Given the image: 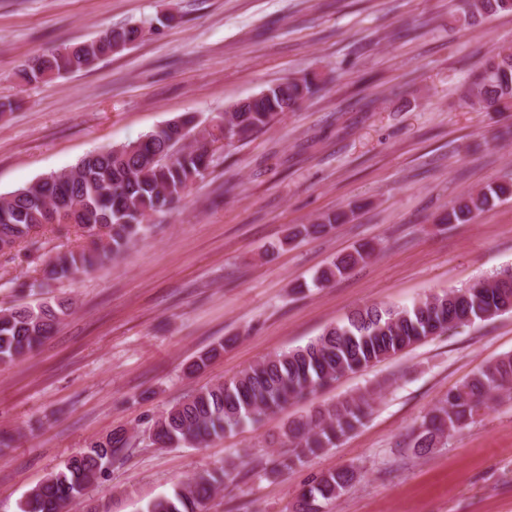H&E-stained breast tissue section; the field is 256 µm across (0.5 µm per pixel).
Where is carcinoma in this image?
<instances>
[{"label":"carcinoma","mask_w":512,"mask_h":512,"mask_svg":"<svg viewBox=\"0 0 512 512\" xmlns=\"http://www.w3.org/2000/svg\"><path fill=\"white\" fill-rule=\"evenodd\" d=\"M464 18L512 13V0H460ZM175 20L161 14L109 29L73 46L57 47L34 58L18 73L26 86H37L65 74L86 70L105 57L120 54L126 43H137ZM316 78L291 77L264 88L252 98L231 105L215 116L200 133L195 116L185 114L166 122L136 141L92 151L61 173L42 177L0 196V256L19 247L36 253L40 237L51 222L73 225L88 244L59 251L42 260L39 276L30 289L61 282L127 249L150 228V219L173 210L190 188L203 180L219 154L211 144L248 142L285 112H295L315 93ZM512 45H501L465 83L462 99L476 111L512 112ZM512 196V184L490 183L459 199L441 218L443 224H468L475 216ZM348 219L345 213L327 216L316 224L293 228L280 242L321 235ZM360 245L317 272L314 285L326 286L370 257ZM72 303L57 300L37 305L0 309V364L20 359L41 345ZM512 312V268L469 288L452 289L417 301L410 307L372 305L346 321L326 328L307 344L262 358L229 380L205 386L168 407L158 416L147 439L158 448L202 446L246 424L277 414L297 400L325 388L342 376L376 363L459 327L489 321ZM224 350L219 342L200 353L188 366L192 373L205 369ZM512 399V355H504L479 369L423 417L411 447L422 454L438 447L448 433L476 422L493 404ZM370 404L363 397L319 406L286 423L280 446L287 449L274 460L269 475L284 471L334 448L363 425ZM134 447L133 436L117 429L90 443L33 487L19 503V512H63L97 483L118 456ZM235 457L224 466L195 472L169 494L150 500L144 512H204L206 503L238 476ZM357 481L352 468L322 474L298 494L293 512H323Z\"/></svg>","instance_id":"obj_1"}]
</instances>
